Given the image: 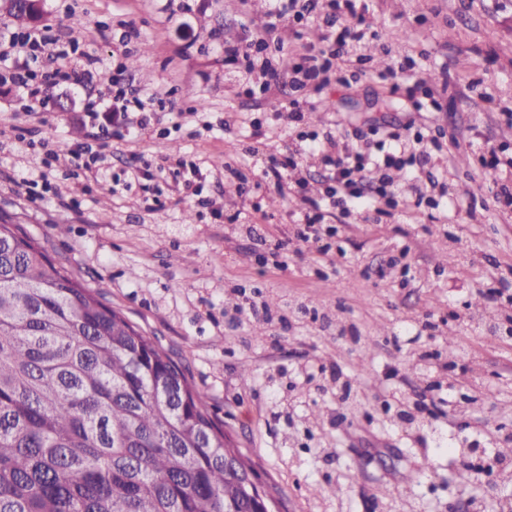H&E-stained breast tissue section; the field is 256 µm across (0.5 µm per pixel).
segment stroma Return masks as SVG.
<instances>
[{"instance_id":"stroma-1","label":"stroma","mask_w":512,"mask_h":512,"mask_svg":"<svg viewBox=\"0 0 512 512\" xmlns=\"http://www.w3.org/2000/svg\"><path fill=\"white\" fill-rule=\"evenodd\" d=\"M363 2L370 33L349 56L365 57L364 75L298 92L281 71L247 95L224 45L263 34L271 0H43L40 31L105 76L138 30L122 79L164 99L154 127L167 135L81 123L103 83L50 88L44 108L0 79V223L20 225L184 369L281 512H472L477 496L486 512H512V482L474 488L459 477L470 458L440 448L460 432L496 447V422H512V306L484 300L512 294V209L476 157L487 143L512 156V0ZM407 55L414 73L392 78ZM298 97L314 105L299 123L287 107ZM407 127L442 149L396 173L405 205L323 209L330 250L301 240L294 185L320 198L328 170L307 152L283 194L262 178L270 157L302 130L356 152ZM40 144L64 160L42 201L23 186ZM80 144L103 156L89 195L74 174ZM183 156L200 164L209 208L181 201L174 182L131 179L144 161ZM433 184L438 208L410 207ZM400 405L410 428L393 420Z\"/></svg>"}]
</instances>
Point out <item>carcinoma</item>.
Instances as JSON below:
<instances>
[{
  "instance_id": "carcinoma-1",
  "label": "carcinoma",
  "mask_w": 512,
  "mask_h": 512,
  "mask_svg": "<svg viewBox=\"0 0 512 512\" xmlns=\"http://www.w3.org/2000/svg\"><path fill=\"white\" fill-rule=\"evenodd\" d=\"M237 454L178 363L0 224V512H257Z\"/></svg>"
}]
</instances>
